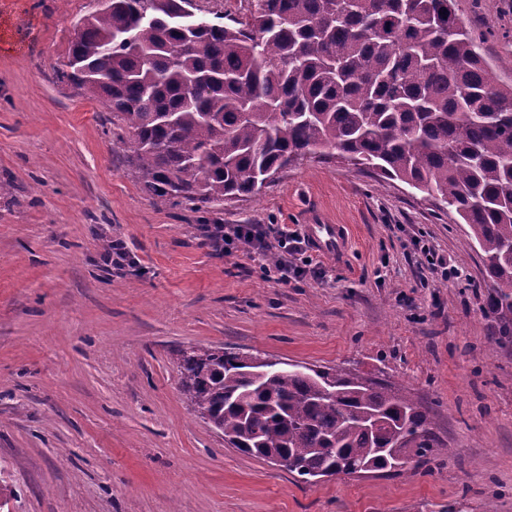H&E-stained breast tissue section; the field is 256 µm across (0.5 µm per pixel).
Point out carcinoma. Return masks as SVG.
I'll return each mask as SVG.
<instances>
[{
    "label": "carcinoma",
    "mask_w": 512,
    "mask_h": 512,
    "mask_svg": "<svg viewBox=\"0 0 512 512\" xmlns=\"http://www.w3.org/2000/svg\"><path fill=\"white\" fill-rule=\"evenodd\" d=\"M189 0H110L83 16L56 79L132 133L129 160L162 204L208 215L288 166L331 152L399 180L470 228L512 315V88L499 84L455 0H250L206 20ZM180 351L182 389L224 442L284 455L304 482L400 473L449 452L385 378L346 367Z\"/></svg>",
    "instance_id": "cac0c4a2"
}]
</instances>
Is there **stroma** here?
I'll return each instance as SVG.
<instances>
[{"label":"stroma","instance_id":"obj_1","mask_svg":"<svg viewBox=\"0 0 512 512\" xmlns=\"http://www.w3.org/2000/svg\"><path fill=\"white\" fill-rule=\"evenodd\" d=\"M97 0H0V512H512V340L483 254L402 182L306 160L226 224H346L283 284L147 195L103 102L55 81ZM512 85V0H456ZM136 263L115 269L103 244ZM423 241L430 254L413 250ZM386 376L449 455L302 482L230 448L180 383L188 348ZM307 233L318 252L342 257L349 248V236L344 224H307Z\"/></svg>","mask_w":512,"mask_h":512}]
</instances>
